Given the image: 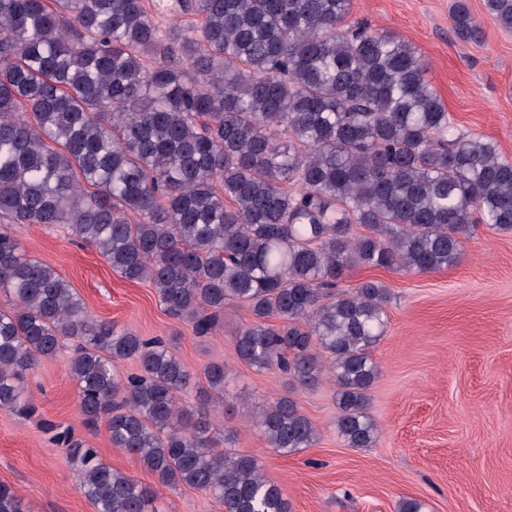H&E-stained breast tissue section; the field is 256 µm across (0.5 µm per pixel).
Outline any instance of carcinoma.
Listing matches in <instances>:
<instances>
[{
  "label": "carcinoma",
  "instance_id": "obj_1",
  "mask_svg": "<svg viewBox=\"0 0 512 512\" xmlns=\"http://www.w3.org/2000/svg\"><path fill=\"white\" fill-rule=\"evenodd\" d=\"M512 28V0H485ZM0 0V410L39 407L28 372L68 361L86 430L136 455L158 487L186 485L224 512H289L248 454L211 448L206 408L227 369L192 375L160 337L95 319L70 283L28 255L17 224L65 228L122 278L145 281L198 337L229 306L251 321L237 358L308 387L327 371L336 430L370 448L372 351L390 301L376 280L338 290L351 267L431 273L457 263L474 225L512 232V163L460 131L411 44L347 22L351 0ZM452 29L482 40L466 0ZM136 360L139 373L120 371ZM281 454L317 439L291 397L254 415ZM52 433L96 512H152L158 487L104 462L74 430ZM0 512H23L0 483Z\"/></svg>",
  "mask_w": 512,
  "mask_h": 512
}]
</instances>
